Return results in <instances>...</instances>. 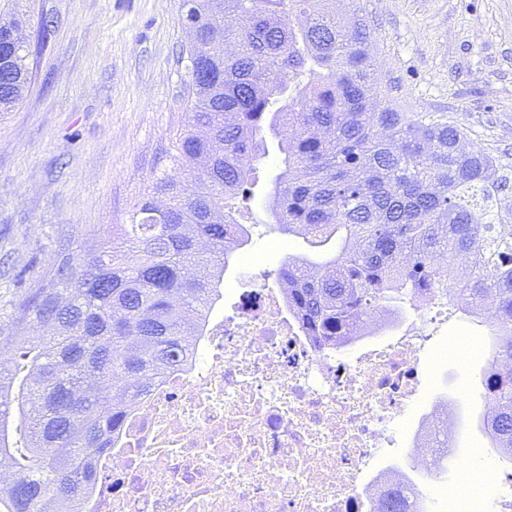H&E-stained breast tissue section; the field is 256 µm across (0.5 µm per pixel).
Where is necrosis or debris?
<instances>
[{
	"mask_svg": "<svg viewBox=\"0 0 512 512\" xmlns=\"http://www.w3.org/2000/svg\"><path fill=\"white\" fill-rule=\"evenodd\" d=\"M450 309L427 301L396 324L378 312L321 350L280 286L228 289L187 365L130 410L80 512H376L388 486L418 500L388 459L406 441L414 467L435 468L457 428L448 402L417 427L403 418L444 374L425 339Z\"/></svg>",
	"mask_w": 512,
	"mask_h": 512,
	"instance_id": "obj_1",
	"label": "necrosis or debris"
}]
</instances>
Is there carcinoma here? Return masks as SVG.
I'll return each instance as SVG.
<instances>
[{"instance_id": "1", "label": "carcinoma", "mask_w": 512, "mask_h": 512, "mask_svg": "<svg viewBox=\"0 0 512 512\" xmlns=\"http://www.w3.org/2000/svg\"><path fill=\"white\" fill-rule=\"evenodd\" d=\"M328 0H191L188 129L128 224L78 257L59 246L52 273L11 304L0 335V459L16 471L0 512H77L96 488L145 378L187 363L222 297L224 267L250 238L241 223L265 133L282 167L275 228L323 261L278 269L288 308L320 349L375 311L445 297L494 338L482 370L491 447L512 462V166L438 112L380 100L373 32ZM297 17V24L285 15ZM0 18V112L23 99L28 44ZM194 173L188 195L178 173ZM396 491L382 512H421Z\"/></svg>"}]
</instances>
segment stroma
Instances as JSON below:
<instances>
[{"mask_svg": "<svg viewBox=\"0 0 512 512\" xmlns=\"http://www.w3.org/2000/svg\"><path fill=\"white\" fill-rule=\"evenodd\" d=\"M374 32L375 81L401 112H444L475 144L512 165V0H343ZM25 13L32 80L0 112V306L52 270L60 242L75 252L129 220L189 121L188 37L178 0H0ZM276 143L259 162L244 253L254 279L274 283L286 255L265 209L281 165ZM483 364L449 368L441 387L468 389L455 436L460 463L492 456L480 427Z\"/></svg>", "mask_w": 512, "mask_h": 512, "instance_id": "stroma-1", "label": "stroma"}]
</instances>
